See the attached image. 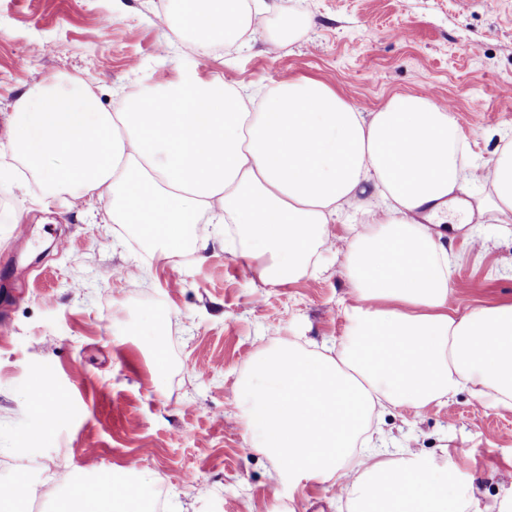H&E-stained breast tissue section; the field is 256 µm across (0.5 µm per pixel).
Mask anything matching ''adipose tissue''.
<instances>
[{"mask_svg":"<svg viewBox=\"0 0 512 512\" xmlns=\"http://www.w3.org/2000/svg\"><path fill=\"white\" fill-rule=\"evenodd\" d=\"M179 43L208 55L246 44L267 0H175ZM12 151L45 201L110 197L112 219L138 227L159 258L207 250L194 225L228 226L229 243L258 258L270 283L319 269L329 227L374 188L381 203L342 238L351 293L341 342L288 341L252 358L237 415L250 447L277 462L274 484L336 488L349 512H463L468 491L422 455L363 454L371 415L424 409L469 390L512 408V302L458 313L438 222L458 202L468 144L446 107L395 95L363 111L313 79L232 86L183 70L164 85L121 93L103 108L78 76L60 74L12 103ZM487 206L512 213V145L487 169ZM72 512H146L144 483L60 474Z\"/></svg>","mask_w":512,"mask_h":512,"instance_id":"ef3b65f1","label":"adipose tissue"}]
</instances>
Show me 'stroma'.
Masks as SVG:
<instances>
[{"instance_id": "obj_1", "label": "stroma", "mask_w": 512, "mask_h": 512, "mask_svg": "<svg viewBox=\"0 0 512 512\" xmlns=\"http://www.w3.org/2000/svg\"><path fill=\"white\" fill-rule=\"evenodd\" d=\"M268 2L271 29L303 19L298 39L273 48L258 33L243 48L163 56L169 0H0V169L16 164L12 101L61 72L84 78L108 110L118 91L168 83L182 68L235 85L313 78L370 111L395 94H429L451 105L478 162L512 141V0ZM39 193L30 177L0 179V483L26 481L27 512H54L62 470L162 489L160 512H346L323 485H273L276 463L248 448L235 408L250 359L273 342L344 336L349 284L335 254L321 272L273 285L222 241L159 261L113 223L107 201L42 206ZM448 249L459 313L512 300V216H475ZM145 263L150 280L126 276ZM43 379L67 396L62 416L32 414ZM371 427L389 452L408 445L453 465L480 504L512 491V409L463 390Z\"/></svg>"}]
</instances>
